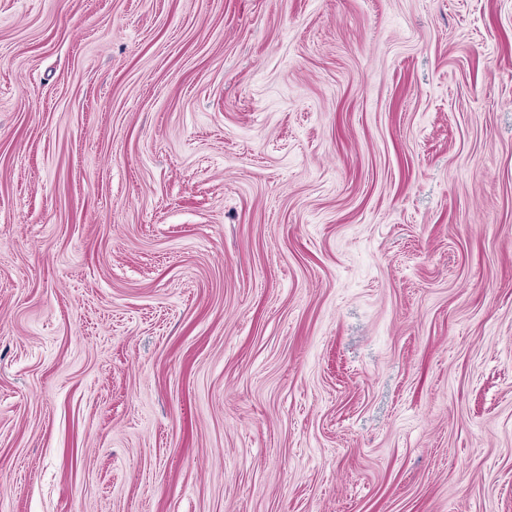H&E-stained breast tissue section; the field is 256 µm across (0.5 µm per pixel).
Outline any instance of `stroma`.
<instances>
[{"label":"stroma","mask_w":512,"mask_h":512,"mask_svg":"<svg viewBox=\"0 0 512 512\" xmlns=\"http://www.w3.org/2000/svg\"><path fill=\"white\" fill-rule=\"evenodd\" d=\"M0 512H512V0H0Z\"/></svg>","instance_id":"stroma-1"}]
</instances>
